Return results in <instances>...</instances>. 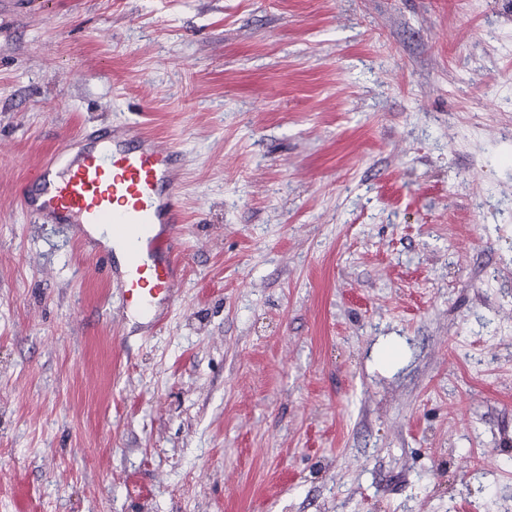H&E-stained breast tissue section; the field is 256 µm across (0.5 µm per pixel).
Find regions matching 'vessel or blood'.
<instances>
[{
  "label": "vessel or blood",
  "mask_w": 512,
  "mask_h": 512,
  "mask_svg": "<svg viewBox=\"0 0 512 512\" xmlns=\"http://www.w3.org/2000/svg\"><path fill=\"white\" fill-rule=\"evenodd\" d=\"M78 152L62 148L30 174L18 203L35 221L64 224L107 265L116 284L151 325L177 298L176 257L182 154L125 124L85 131Z\"/></svg>",
  "instance_id": "obj_1"
}]
</instances>
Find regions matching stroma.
Listing matches in <instances>:
<instances>
[{
	"mask_svg": "<svg viewBox=\"0 0 512 512\" xmlns=\"http://www.w3.org/2000/svg\"><path fill=\"white\" fill-rule=\"evenodd\" d=\"M118 122L157 330L17 203ZM0 512H512V0H0Z\"/></svg>",
	"mask_w": 512,
	"mask_h": 512,
	"instance_id": "1",
	"label": "stroma"
}]
</instances>
